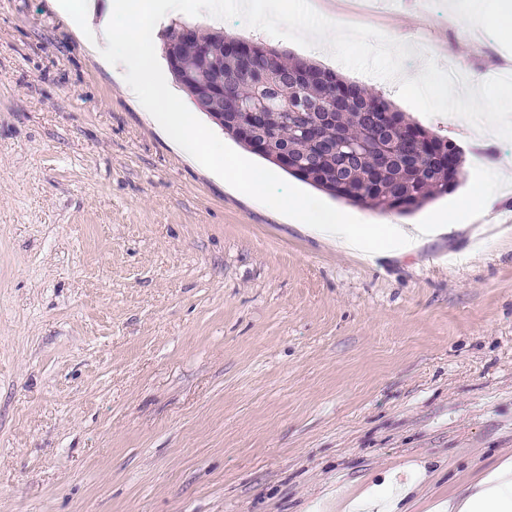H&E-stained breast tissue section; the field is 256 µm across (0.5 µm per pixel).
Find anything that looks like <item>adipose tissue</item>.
<instances>
[{"label": "adipose tissue", "mask_w": 512, "mask_h": 512, "mask_svg": "<svg viewBox=\"0 0 512 512\" xmlns=\"http://www.w3.org/2000/svg\"><path fill=\"white\" fill-rule=\"evenodd\" d=\"M55 8L68 20L74 32L93 55L113 72L126 95L142 106L149 118L171 135L193 158L221 171L227 182L252 196L269 193L273 177L267 170L244 163L224 166L223 147L199 129L190 113L168 110L176 90L167 77V66L159 54L148 52L157 43L156 20L172 15L178 0H148L134 8L129 0H55ZM276 210L351 253L364 250L373 230L349 224L339 209H322L304 197L284 195L275 200ZM440 512H512V464L498 468L473 484L467 493L439 505Z\"/></svg>", "instance_id": "ef3b65f1"}]
</instances>
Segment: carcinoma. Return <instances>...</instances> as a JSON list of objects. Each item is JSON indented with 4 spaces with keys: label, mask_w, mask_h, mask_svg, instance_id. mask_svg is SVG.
<instances>
[{
    "label": "carcinoma",
    "mask_w": 512,
    "mask_h": 512,
    "mask_svg": "<svg viewBox=\"0 0 512 512\" xmlns=\"http://www.w3.org/2000/svg\"><path fill=\"white\" fill-rule=\"evenodd\" d=\"M166 44L170 70L205 112L224 110V133L329 196L411 214L457 188L461 152L384 95L262 43L181 27ZM324 112L316 135L308 125Z\"/></svg>",
    "instance_id": "carcinoma-1"
}]
</instances>
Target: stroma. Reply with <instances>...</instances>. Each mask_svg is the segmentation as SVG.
I'll use <instances>...</instances> for the list:
<instances>
[{"mask_svg": "<svg viewBox=\"0 0 512 512\" xmlns=\"http://www.w3.org/2000/svg\"><path fill=\"white\" fill-rule=\"evenodd\" d=\"M504 2L474 23L393 0L367 25L475 84L512 66ZM171 25L315 62L476 151L468 121L330 54L237 18ZM481 152L412 215L348 211L427 223L491 163L492 229L347 254L186 160L53 0H0V512H348L394 483L434 512L512 462V142Z\"/></svg>", "mask_w": 512, "mask_h": 512, "instance_id": "1", "label": "stroma"}]
</instances>
